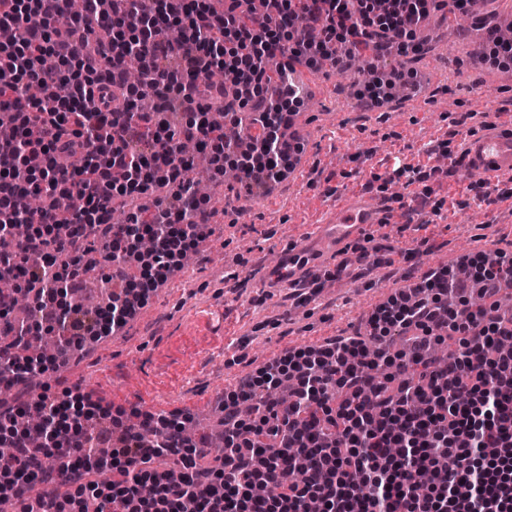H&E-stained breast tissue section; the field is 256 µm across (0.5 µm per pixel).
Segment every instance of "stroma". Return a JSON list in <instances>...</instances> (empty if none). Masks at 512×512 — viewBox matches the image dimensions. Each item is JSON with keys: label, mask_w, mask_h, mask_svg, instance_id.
Segmentation results:
<instances>
[{"label": "stroma", "mask_w": 512, "mask_h": 512, "mask_svg": "<svg viewBox=\"0 0 512 512\" xmlns=\"http://www.w3.org/2000/svg\"><path fill=\"white\" fill-rule=\"evenodd\" d=\"M430 20L416 33L422 53L388 62L428 78L418 106L401 99L387 111H359L351 86L366 80L364 68L321 67V95L302 106L307 175L283 180L270 204L234 200L228 183L214 179L216 194L205 201L211 233L188 272L170 276L138 317L92 339L75 361L79 380L50 373L49 395L60 398L77 387L124 409L127 424L147 411L204 428L211 415H223L225 391L285 350L316 347L363 327L379 304L406 287L412 266H447L464 248L473 256L511 251L512 209L505 201L512 199V182L482 187L481 177L432 148L443 142L456 149L498 114L512 113V59L495 55L473 28L457 42L445 41V22L436 14ZM467 112L472 120H464ZM398 163L418 168V179L395 178ZM366 188L388 214L419 213L418 221L369 225L350 238V245L375 248L369 273L350 269L339 287L335 267H326L300 297L286 287L264 288V270L285 247L309 239L342 195ZM414 248L423 251L415 265L406 259Z\"/></svg>", "instance_id": "35a3bbf8"}]
</instances>
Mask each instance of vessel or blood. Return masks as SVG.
I'll return each mask as SVG.
<instances>
[{
    "label": "vessel or blood",
    "mask_w": 512,
    "mask_h": 512,
    "mask_svg": "<svg viewBox=\"0 0 512 512\" xmlns=\"http://www.w3.org/2000/svg\"><path fill=\"white\" fill-rule=\"evenodd\" d=\"M291 76L300 95L317 98L320 84L303 59H293ZM465 164L478 171L486 182L512 178V118L498 122L461 142ZM391 218L373 197L345 195L336 209L328 212L312 240L300 248L281 253L278 262L268 268L263 281L266 287L279 288L301 281L331 258H344L349 238L364 224H387Z\"/></svg>",
    "instance_id": "vessel-or-blood-1"
}]
</instances>
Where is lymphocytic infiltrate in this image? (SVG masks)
<instances>
[{
    "mask_svg": "<svg viewBox=\"0 0 512 512\" xmlns=\"http://www.w3.org/2000/svg\"><path fill=\"white\" fill-rule=\"evenodd\" d=\"M469 0H264L252 23L241 19L251 0H86L83 14L59 25L68 0H0V27L19 38L0 44V227L28 225L16 251L0 257V337L17 346L25 337L58 336L61 352L80 347L102 324L123 326L147 292L175 270L208 234L209 212L186 183L192 161L183 142L207 149L223 172L232 160L246 196L281 175L279 160L293 102L266 73L268 58L307 57L315 67L341 66L343 47L371 49L373 81L361 96L386 99L403 83L400 71L379 64L388 44L402 55L421 46L416 30L434 10L464 12ZM117 26L109 42L101 28ZM182 31L171 40L169 26ZM107 70H100V60ZM142 80L128 81L131 61ZM220 71L236 86L202 89L201 75ZM37 83L43 96L26 95ZM99 106H89L92 93ZM150 97L153 109L137 103ZM254 111L267 134L250 145L218 134L212 112ZM174 188L171 204L160 193ZM129 207L125 223L112 221ZM152 211L151 220L142 212ZM103 233L114 271L112 301L104 309L71 302L89 253L88 239ZM154 248L143 253L141 242ZM139 273L129 276L128 261ZM512 284V255L495 252L470 262L469 279L441 268L399 290L373 312L364 331L290 349L224 396V449L214 467L198 466L178 421L145 416L153 441L125 430L119 448L105 451L98 426L109 411L83 393L58 400L39 393L33 403L45 419L40 447L25 436L0 458V480L23 512H88L89 500L122 512H512V354L498 353L512 338V317L497 315L492 299ZM486 304L472 308L467 287ZM31 295L30 314L12 321L18 292ZM407 334L388 353L391 336ZM459 350L436 363L445 340ZM395 368L397 392L378 381L379 367ZM292 381L289 405L269 399ZM74 411L68 440L83 456L67 462L73 492L63 499L30 500L60 456L53 432ZM180 470H158L161 456ZM115 469L123 481L107 487L87 474ZM267 488L256 497L255 488Z\"/></svg>",
    "mask_w": 512,
    "mask_h": 512,
    "instance_id": "lymphocytic-infiltrate-1",
    "label": "lymphocytic infiltrate"
}]
</instances>
